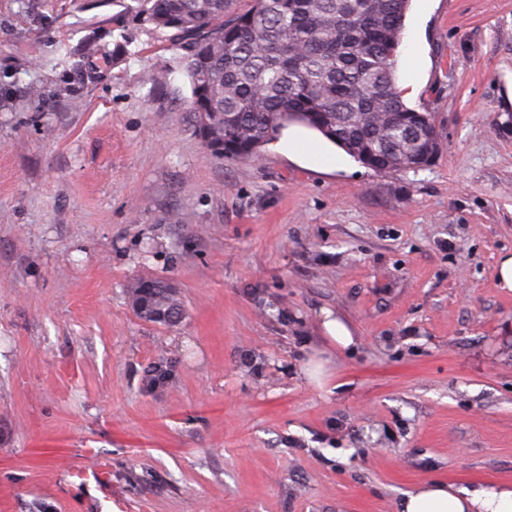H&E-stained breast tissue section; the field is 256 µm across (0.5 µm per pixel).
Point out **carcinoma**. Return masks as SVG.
Here are the masks:
<instances>
[{"mask_svg":"<svg viewBox=\"0 0 512 512\" xmlns=\"http://www.w3.org/2000/svg\"><path fill=\"white\" fill-rule=\"evenodd\" d=\"M142 0L137 16L169 33L181 51L190 112L208 114L222 156L251 159L290 121L314 127L375 172L418 170L438 153L431 116L408 107L396 57L410 0ZM82 79L99 67L72 51ZM151 287L158 323L175 326L184 306L160 279Z\"/></svg>","mask_w":512,"mask_h":512,"instance_id":"carcinoma-1","label":"carcinoma"}]
</instances>
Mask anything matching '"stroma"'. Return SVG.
I'll use <instances>...</instances> for the list:
<instances>
[{
	"label": "stroma",
	"instance_id": "obj_1",
	"mask_svg": "<svg viewBox=\"0 0 512 512\" xmlns=\"http://www.w3.org/2000/svg\"><path fill=\"white\" fill-rule=\"evenodd\" d=\"M137 5L0 0V512H399L428 482L512 485V0H411L397 75L441 151L381 173L207 150ZM146 278L179 326L136 314ZM143 285H148L152 296L151 306L154 307L158 313H161L163 316L159 320L148 319L143 317V315H148L149 317H157L156 314L152 313L150 310V305L144 301H138L139 291ZM132 300L134 305H136L137 314L150 322L160 323L168 326H175L179 322H181L184 316V306L180 298L177 296L175 288L169 284L167 281L160 279H145L141 280L135 285V288L132 291ZM322 326L327 336H330L335 343L337 342L342 346H348L353 343V337L348 328L342 322L333 318L329 310L323 311Z\"/></svg>",
	"mask_w": 512,
	"mask_h": 512
}]
</instances>
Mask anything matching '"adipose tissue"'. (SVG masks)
<instances>
[{
  "instance_id": "obj_1",
  "label": "adipose tissue",
  "mask_w": 512,
  "mask_h": 512,
  "mask_svg": "<svg viewBox=\"0 0 512 512\" xmlns=\"http://www.w3.org/2000/svg\"><path fill=\"white\" fill-rule=\"evenodd\" d=\"M299 164L336 165V146L318 130L298 122L289 123L272 145ZM401 512H512V486H486L476 491L427 483L408 493Z\"/></svg>"
}]
</instances>
